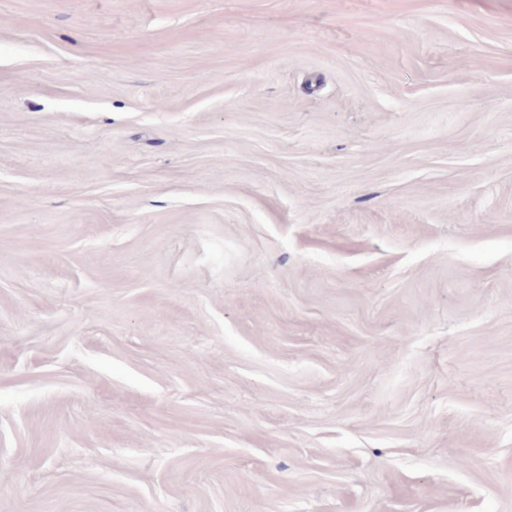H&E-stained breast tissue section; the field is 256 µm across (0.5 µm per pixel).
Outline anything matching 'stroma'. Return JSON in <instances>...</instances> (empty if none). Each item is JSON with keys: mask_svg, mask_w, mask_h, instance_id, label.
Instances as JSON below:
<instances>
[{"mask_svg": "<svg viewBox=\"0 0 512 512\" xmlns=\"http://www.w3.org/2000/svg\"><path fill=\"white\" fill-rule=\"evenodd\" d=\"M0 512H512V0H0Z\"/></svg>", "mask_w": 512, "mask_h": 512, "instance_id": "stroma-1", "label": "stroma"}]
</instances>
